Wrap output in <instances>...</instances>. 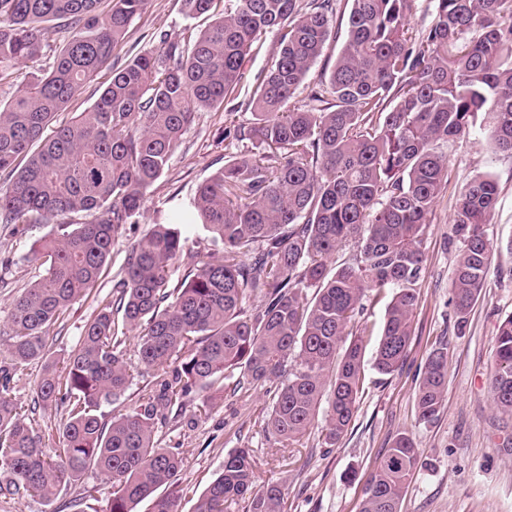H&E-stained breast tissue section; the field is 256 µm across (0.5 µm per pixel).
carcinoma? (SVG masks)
<instances>
[{"label":"carcinoma","instance_id":"obj_1","mask_svg":"<svg viewBox=\"0 0 512 512\" xmlns=\"http://www.w3.org/2000/svg\"><path fill=\"white\" fill-rule=\"evenodd\" d=\"M337 0H182L187 16L211 22L198 34L154 33L158 47L111 62L148 0H0V225L23 234L50 224L31 244L45 267L13 301L14 370L41 364L36 399L65 409L62 445L48 448L35 409L11 396L0 368V495L50 504L91 469L108 483L106 512H181L174 487L179 453L155 439L162 411L196 399L208 414L215 380L284 381L268 428L288 442L312 425L330 390L325 441L347 430L363 389L362 340L349 332L372 290L394 289L373 354L389 375L403 366L424 274L427 216L448 186L449 150L478 115L494 149L512 154V0H433L429 27L411 26L415 0H351L347 35L329 75L290 106L336 37ZM69 30L52 49L51 23ZM273 32L271 66L247 87L251 118L225 137L264 149L235 157L201 183L186 210L129 246L112 296L101 300L75 349L60 360L47 339L70 307L96 293L125 226L141 216L146 191L169 167L196 113L224 105L242 65ZM50 65L27 73L47 50ZM112 64L99 98L58 126L54 117ZM492 177L461 191L451 223L462 247L451 283L454 329L465 331L495 247L487 225ZM204 225L224 258L201 259L171 285V266ZM355 252L330 266L336 250ZM313 289L307 294V289ZM260 305L245 307L247 295ZM136 338L154 383L140 404L100 412L131 384L123 345ZM448 387V344L429 353L415 397L432 421ZM497 410L512 415V314L498 325L489 383ZM420 456L397 435L363 489L360 512H400ZM284 512L277 484L256 483L240 448L198 497L194 512Z\"/></svg>","mask_w":512,"mask_h":512}]
</instances>
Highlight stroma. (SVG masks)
Wrapping results in <instances>:
<instances>
[{"mask_svg":"<svg viewBox=\"0 0 512 512\" xmlns=\"http://www.w3.org/2000/svg\"><path fill=\"white\" fill-rule=\"evenodd\" d=\"M207 18H190L181 0H148L144 12L130 28L127 50L153 49L151 35L163 30L174 36L203 29ZM249 118L245 96L225 100L223 108L197 113L176 148L168 170L148 189L137 224L126 227L114 246L112 260L101 280V294L112 291L130 242L152 225L168 223L171 214L187 205L197 187L233 156L247 151L248 143L225 138V116ZM479 175L497 183V201L488 226L494 243L502 247L487 277L482 298L475 304L463 334H455L451 280L460 248L451 217L462 188ZM49 225H30L16 235L0 226V262L9 272L0 279V367L10 364L6 336L12 300L39 278L44 268L29 255L31 243L47 234ZM186 248L173 267L182 278L197 258H221L202 225L187 233ZM512 156L494 151L483 123L455 144L448 164V187L428 216L425 234V272L413 316L414 335L403 367L390 375L365 365V392L354 418L336 446L324 441L325 413L299 442L288 444L267 427L278 380L262 384H235L225 380L210 389L211 411L198 416L194 403L166 410L157 424L160 447L178 449L183 468L179 484L187 491L181 508L193 512L200 493L218 476L225 457L239 448L249 449L259 482L281 486L286 512H359L362 491L379 466L393 437L412 436L420 465L402 500L401 512H512V416L494 408L487 389L495 335L502 318L512 314ZM390 292L373 294L354 325L373 353L383 325ZM97 302L75 303L48 339L55 357L74 349L83 326ZM448 344V390L438 416L429 422L415 415V394L425 360L434 345ZM108 483L97 471H87L79 482L63 489L57 506L78 503L81 512H105Z\"/></svg>","mask_w":512,"mask_h":512,"instance_id":"obj_1","label":"stroma"}]
</instances>
